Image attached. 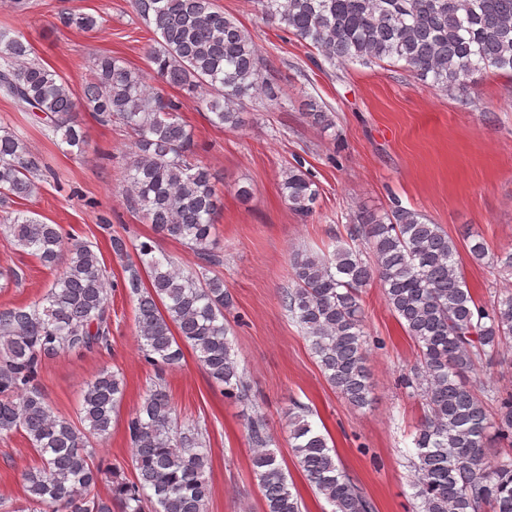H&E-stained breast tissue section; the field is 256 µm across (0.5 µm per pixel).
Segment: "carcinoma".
Listing matches in <instances>:
<instances>
[{"mask_svg":"<svg viewBox=\"0 0 512 512\" xmlns=\"http://www.w3.org/2000/svg\"><path fill=\"white\" fill-rule=\"evenodd\" d=\"M266 21L320 52L331 65L389 60L422 82L449 91L477 73L512 77V0H255ZM136 14L154 25L150 72L117 56L95 59L84 98L98 120L118 121L133 133L123 192L155 233L187 245L212 262L221 201L210 168L197 159L195 134L180 102L164 91L196 96L217 128L246 123L245 101L274 99L263 76L266 60L248 31L215 0H133ZM60 24L97 28L88 14L62 11ZM23 34L0 31V96L30 112L71 153L86 135L68 84L53 69L29 62ZM310 122L334 125L313 99ZM40 164L27 140L0 125V211L5 241L58 270L46 293L23 306L0 308V431H22L38 458L24 477L25 504L8 512H205L208 448L195 426L176 424L174 405L155 385L130 415L127 432L135 477L110 467L94 441L110 434L124 397L123 377L104 369L84 385L79 422L54 414L39 385L42 362L61 352L110 347L114 283L93 243L63 235L58 224L11 212L17 199L39 189ZM288 209L308 218L319 189L298 162L283 171ZM369 250L339 245L330 255L297 252L284 303L310 340L326 381L353 406L371 404L373 385L364 332L363 289L377 280L386 304L417 347L403 376L421 396L416 428L415 497L419 512H512V452L488 456L492 443L512 449V394L480 377L483 359L512 348V289L493 303L478 301L466 280L453 239L416 210L398 204L363 209L349 228ZM124 288L137 298L139 349L152 366L172 367L191 348L224 395L248 400L228 339L224 311L233 306L224 279L207 268L181 267L142 242L127 265ZM297 465L332 512H372V503L336 462L335 449L296 406L288 412ZM245 429L252 472L267 512H302L293 485L270 449L258 417ZM111 483L101 496L97 487Z\"/></svg>","mask_w":512,"mask_h":512,"instance_id":"obj_1","label":"carcinoma"}]
</instances>
